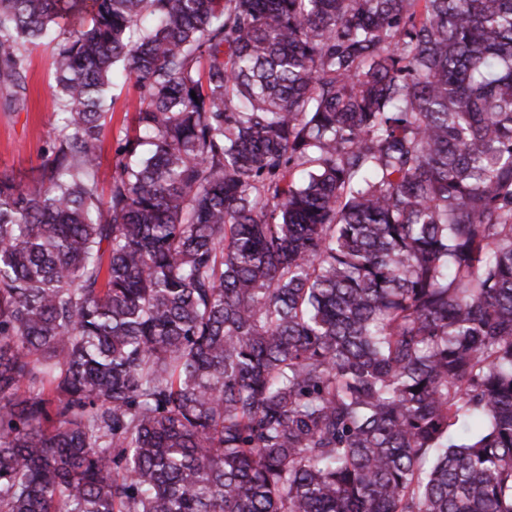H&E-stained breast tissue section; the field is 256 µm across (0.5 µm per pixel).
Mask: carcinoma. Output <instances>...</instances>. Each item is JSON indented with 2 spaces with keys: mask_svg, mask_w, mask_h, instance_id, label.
<instances>
[{
  "mask_svg": "<svg viewBox=\"0 0 512 512\" xmlns=\"http://www.w3.org/2000/svg\"><path fill=\"white\" fill-rule=\"evenodd\" d=\"M48 37L0 512H512V0H0L15 111ZM112 97L114 105L107 115L104 137L98 149L100 155L98 180L100 192L104 197L108 196L112 182L117 139L119 136H124L127 128L132 134V118L137 103V93L129 84L114 86Z\"/></svg>",
  "mask_w": 512,
  "mask_h": 512,
  "instance_id": "1",
  "label": "carcinoma"
}]
</instances>
